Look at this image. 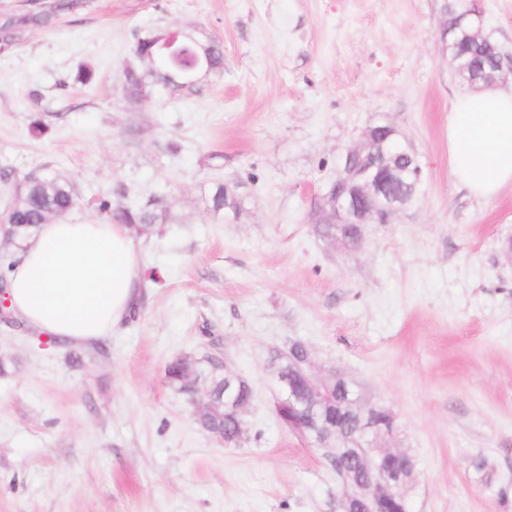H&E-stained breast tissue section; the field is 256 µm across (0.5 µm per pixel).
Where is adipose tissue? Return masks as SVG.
<instances>
[{"mask_svg":"<svg viewBox=\"0 0 512 512\" xmlns=\"http://www.w3.org/2000/svg\"><path fill=\"white\" fill-rule=\"evenodd\" d=\"M448 153L454 176L476 197L512 185V86L456 97ZM144 280L130 226L66 217L40 225L19 250L6 293L10 312L29 327L86 342L111 335L132 315Z\"/></svg>","mask_w":512,"mask_h":512,"instance_id":"obj_1","label":"adipose tissue"}]
</instances>
